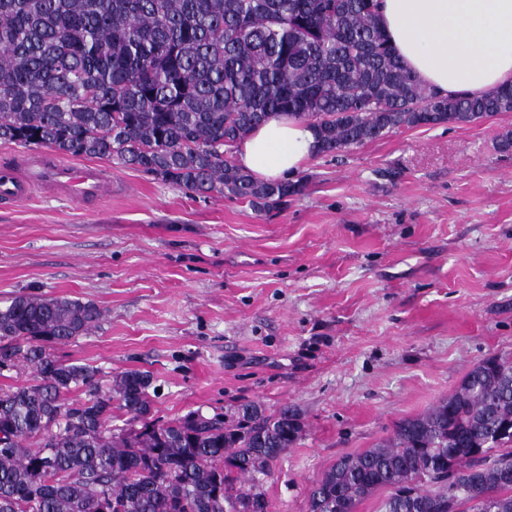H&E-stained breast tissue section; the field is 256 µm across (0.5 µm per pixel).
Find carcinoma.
<instances>
[{
    "mask_svg": "<svg viewBox=\"0 0 512 512\" xmlns=\"http://www.w3.org/2000/svg\"><path fill=\"white\" fill-rule=\"evenodd\" d=\"M512 112V84L453 96L400 61L377 0H0V141L108 158L200 195L260 209L301 181L264 182L234 160L273 115L311 125L318 153L400 128ZM92 303L20 295L0 306V512H250L271 465L300 438L294 409L248 403L152 418L151 377L57 359ZM468 371L458 390L399 421L384 443L339 458L309 512H512V360ZM83 391L85 397L69 394ZM141 423L117 428L112 412Z\"/></svg>",
    "mask_w": 512,
    "mask_h": 512,
    "instance_id": "carcinoma-1",
    "label": "carcinoma"
}]
</instances>
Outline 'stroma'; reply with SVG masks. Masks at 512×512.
<instances>
[{
  "label": "stroma",
  "mask_w": 512,
  "mask_h": 512,
  "mask_svg": "<svg viewBox=\"0 0 512 512\" xmlns=\"http://www.w3.org/2000/svg\"><path fill=\"white\" fill-rule=\"evenodd\" d=\"M510 130L507 112L315 156L269 212L93 159L109 194L0 200V304L98 305L51 353L150 374L155 416L295 408L302 436L263 489L269 512H308L338 458L512 356Z\"/></svg>",
  "instance_id": "1"
}]
</instances>
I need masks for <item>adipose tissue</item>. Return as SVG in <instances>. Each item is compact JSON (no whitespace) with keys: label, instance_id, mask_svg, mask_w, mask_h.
Segmentation results:
<instances>
[{"label":"adipose tissue","instance_id":"obj_1","mask_svg":"<svg viewBox=\"0 0 512 512\" xmlns=\"http://www.w3.org/2000/svg\"><path fill=\"white\" fill-rule=\"evenodd\" d=\"M380 20L422 82L455 95L512 82V0H381ZM317 153L312 128L278 116L237 147L240 167L265 181L287 178Z\"/></svg>","mask_w":512,"mask_h":512}]
</instances>
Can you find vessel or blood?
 I'll use <instances>...</instances> for the list:
<instances>
[{"mask_svg": "<svg viewBox=\"0 0 512 512\" xmlns=\"http://www.w3.org/2000/svg\"><path fill=\"white\" fill-rule=\"evenodd\" d=\"M46 187L83 199L111 192L112 179L93 166L76 169L40 157L31 159L21 171L0 169V198L18 202Z\"/></svg>", "mask_w": 512, "mask_h": 512, "instance_id": "b4317fda", "label": "vessel or blood"}]
</instances>
